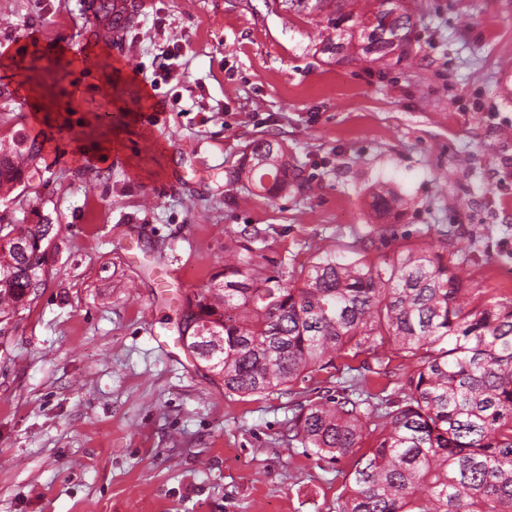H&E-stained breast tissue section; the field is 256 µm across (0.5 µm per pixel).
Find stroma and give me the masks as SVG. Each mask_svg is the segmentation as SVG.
<instances>
[{
  "label": "stroma",
  "instance_id": "35a3bbf8",
  "mask_svg": "<svg viewBox=\"0 0 512 512\" xmlns=\"http://www.w3.org/2000/svg\"><path fill=\"white\" fill-rule=\"evenodd\" d=\"M124 3L117 42L100 0H0V51L60 50L28 63L49 93L37 122L0 61V139L43 144L39 176L0 198V221L57 228L44 286L0 322V512H336L352 458L288 447L285 424L359 381L393 393L410 361L348 351L289 391L242 397L161 344L177 337L183 290L208 285L234 243L269 274L323 248L375 264L424 246L482 299H512V101L498 93L512 0H414L407 57L342 62L322 50L326 2ZM166 49L172 73L157 82ZM268 137L297 184L272 199L228 185ZM380 181L405 200L384 219Z\"/></svg>",
  "mask_w": 512,
  "mask_h": 512
}]
</instances>
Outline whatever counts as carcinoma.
I'll return each instance as SVG.
<instances>
[{
  "mask_svg": "<svg viewBox=\"0 0 512 512\" xmlns=\"http://www.w3.org/2000/svg\"><path fill=\"white\" fill-rule=\"evenodd\" d=\"M341 2L328 17L336 37L324 46L337 60L407 55L414 18L402 0H366L356 15ZM41 152L21 133L0 144V189L33 180ZM288 171L283 143L261 139L227 182L277 195L298 177ZM404 204L384 184L372 193L380 215ZM54 231L48 221L0 231V316L44 285ZM249 252L230 255L224 280L183 301V344L225 390L282 392L342 351L386 344L414 364L393 395L354 385L288 419L290 446L336 462L360 454L338 512H512V301L475 300L456 264L429 248L376 265L324 251L286 279L265 273Z\"/></svg>",
  "mask_w": 512,
  "mask_h": 512,
  "instance_id": "carcinoma-1",
  "label": "carcinoma"
}]
</instances>
